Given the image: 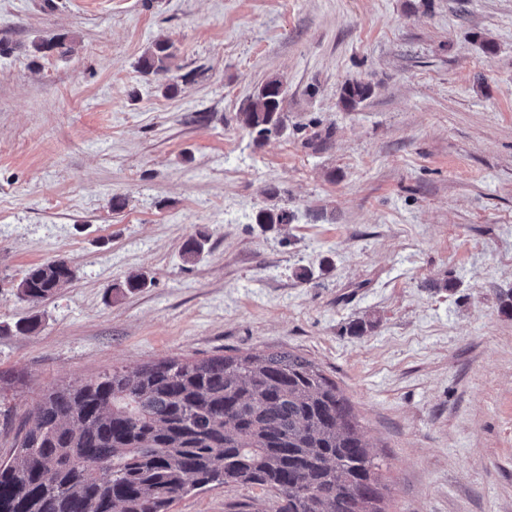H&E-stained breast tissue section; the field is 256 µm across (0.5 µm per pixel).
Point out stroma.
<instances>
[{"mask_svg": "<svg viewBox=\"0 0 512 512\" xmlns=\"http://www.w3.org/2000/svg\"><path fill=\"white\" fill-rule=\"evenodd\" d=\"M1 39L0 458L49 388L292 350L383 460L382 512H512V0H0ZM158 41L174 63L142 75ZM272 77L288 129L259 140L236 115ZM352 80L373 93L348 110ZM60 258L70 283L17 297ZM272 506L220 487L173 512ZM295 218L294 211L288 209L287 206H280L260 210L256 215L255 222L256 224L281 226L292 224ZM73 277L74 272L65 260H48L27 271L17 285V294L23 300L40 302L64 287Z\"/></svg>", "mask_w": 512, "mask_h": 512, "instance_id": "35a3bbf8", "label": "stroma"}]
</instances>
